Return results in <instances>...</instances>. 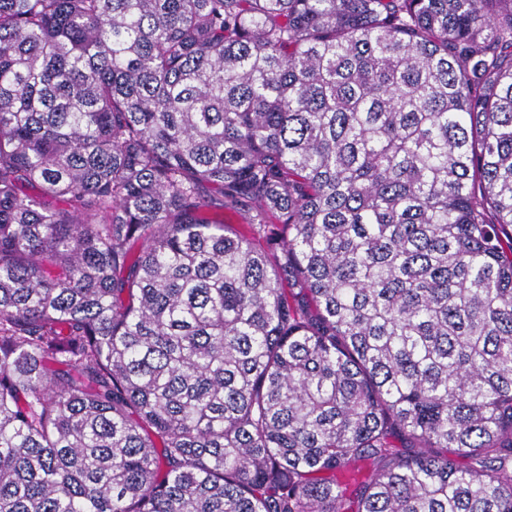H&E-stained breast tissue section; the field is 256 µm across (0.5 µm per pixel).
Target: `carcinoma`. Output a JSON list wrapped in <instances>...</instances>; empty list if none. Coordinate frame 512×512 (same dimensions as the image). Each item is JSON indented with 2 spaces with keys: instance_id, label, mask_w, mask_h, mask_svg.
I'll return each instance as SVG.
<instances>
[{
  "instance_id": "obj_1",
  "label": "carcinoma",
  "mask_w": 512,
  "mask_h": 512,
  "mask_svg": "<svg viewBox=\"0 0 512 512\" xmlns=\"http://www.w3.org/2000/svg\"><path fill=\"white\" fill-rule=\"evenodd\" d=\"M0 512H512V0H0Z\"/></svg>"
}]
</instances>
